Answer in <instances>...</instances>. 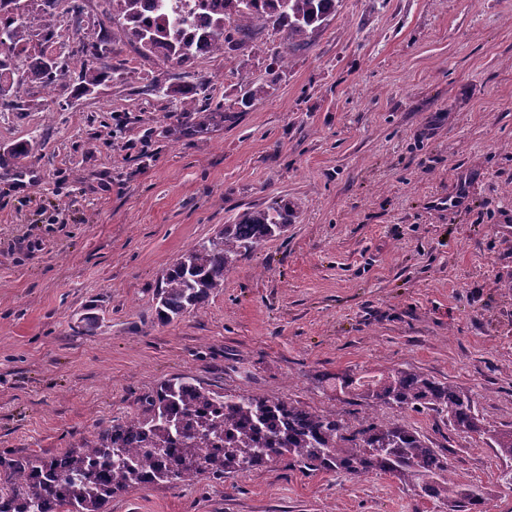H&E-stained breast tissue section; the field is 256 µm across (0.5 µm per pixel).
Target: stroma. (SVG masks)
Wrapping results in <instances>:
<instances>
[{"mask_svg": "<svg viewBox=\"0 0 512 512\" xmlns=\"http://www.w3.org/2000/svg\"><path fill=\"white\" fill-rule=\"evenodd\" d=\"M109 24L121 78L0 112V454L51 457L136 414L166 379L312 409L365 403L331 377L411 366L469 390L512 430V0H339L271 75L252 47L199 61L220 116L175 138L167 63ZM266 85L240 102L239 77ZM31 153L10 156L20 142ZM287 201V231L239 260L204 308L169 323L155 288L245 207ZM446 451L454 477L512 512L502 462L438 414L381 407ZM109 512H446L380 474L287 460L160 483Z\"/></svg>", "mask_w": 512, "mask_h": 512, "instance_id": "1", "label": "stroma"}]
</instances>
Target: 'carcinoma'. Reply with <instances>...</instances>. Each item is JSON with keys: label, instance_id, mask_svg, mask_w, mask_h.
Returning a JSON list of instances; mask_svg holds the SVG:
<instances>
[{"label": "carcinoma", "instance_id": "obj_1", "mask_svg": "<svg viewBox=\"0 0 512 512\" xmlns=\"http://www.w3.org/2000/svg\"><path fill=\"white\" fill-rule=\"evenodd\" d=\"M67 0H40L38 22L13 12L0 23L7 45L0 44V108L21 111L25 73L16 60L32 59L37 74L49 77L54 63L47 52L56 41L55 16ZM228 23L211 34L216 51L224 46L249 47L258 31L284 34L288 50L306 44L309 31L336 13V0H227ZM145 26L139 38L149 45L172 38L178 51L180 26ZM75 53L83 57L76 81L85 92L112 79L111 41L107 36L83 41ZM204 86L170 85L181 120L172 132L191 137L207 124L193 102ZM241 102L251 104L265 87L241 79ZM293 212L274 201L249 206L216 234L197 241L162 275L156 288L158 318L169 323L204 307L224 287V276L236 262L263 242L283 233ZM339 388L378 407L431 410L452 428L476 437L512 462V430L487 428L471 395L448 382L411 368H395L368 382L336 377ZM300 471H342L356 478L389 474L420 497L448 506L450 512H484L491 489L456 480L448 461L432 440L404 422L384 423L367 414L353 420L336 409L314 410L297 401L271 400L249 394H225L190 375L161 383L141 400L140 412L97 426L75 448L50 457L10 458L0 455V512H107L115 494L160 482L190 483L208 474L216 480L231 472L262 469L281 457Z\"/></svg>", "mask_w": 512, "mask_h": 512}]
</instances>
